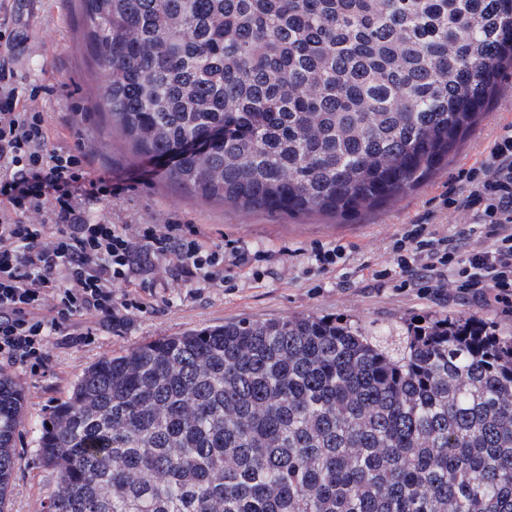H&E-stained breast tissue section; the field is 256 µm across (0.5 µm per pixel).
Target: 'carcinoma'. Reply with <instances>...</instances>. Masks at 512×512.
Wrapping results in <instances>:
<instances>
[{"instance_id": "cac0c4a2", "label": "carcinoma", "mask_w": 512, "mask_h": 512, "mask_svg": "<svg viewBox=\"0 0 512 512\" xmlns=\"http://www.w3.org/2000/svg\"><path fill=\"white\" fill-rule=\"evenodd\" d=\"M78 11L109 131L195 198L293 219L417 188L512 69V0ZM188 141L206 149L178 152ZM24 428L0 374V512ZM37 447L48 512H512V336L448 315L166 336L85 368Z\"/></svg>"}]
</instances>
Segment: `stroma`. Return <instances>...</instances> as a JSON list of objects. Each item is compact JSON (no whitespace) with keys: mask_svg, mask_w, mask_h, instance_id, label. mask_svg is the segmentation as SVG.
Returning a JSON list of instances; mask_svg holds the SVG:
<instances>
[{"mask_svg":"<svg viewBox=\"0 0 512 512\" xmlns=\"http://www.w3.org/2000/svg\"><path fill=\"white\" fill-rule=\"evenodd\" d=\"M7 16L16 36L9 66L22 96H33L34 107L44 112L50 145L85 153L90 177L110 173L120 188L119 194L91 205V217L116 224H192L208 244L235 243L248 248L251 258L249 266L202 287L183 278L166 279L163 268L149 262L141 287L127 290L130 298L144 301L143 309L110 325L95 315L79 319L81 336L50 337L45 366L0 359V370L14 377L25 398L26 430L17 445L22 460L11 512H45L54 478L39 461L38 428L82 370L105 355L190 329L296 314L347 317L366 327L430 314L462 315L512 334V302L482 303L452 284L412 288L399 275L386 280L372 276L389 266L390 244L408 225L423 221L442 236L468 223L466 213L444 208L443 200L512 124V73L504 75L497 97L447 167L428 182L355 220L314 215L298 223L193 200L162 180L159 165L134 157L128 143L104 130L97 107L101 77L89 56L76 0H10ZM335 244L352 248V255L336 268L320 271L309 259L312 250Z\"/></svg>","mask_w":512,"mask_h":512,"instance_id":"stroma-1","label":"stroma"}]
</instances>
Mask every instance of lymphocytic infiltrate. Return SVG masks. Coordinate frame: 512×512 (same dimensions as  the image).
I'll return each instance as SVG.
<instances>
[{
  "label": "lymphocytic infiltrate",
  "instance_id": "lymphocytic-infiltrate-1",
  "mask_svg": "<svg viewBox=\"0 0 512 512\" xmlns=\"http://www.w3.org/2000/svg\"><path fill=\"white\" fill-rule=\"evenodd\" d=\"M112 180L90 178L82 156L50 146L45 116L0 81V357L45 363L50 337L76 317L115 319L136 308L115 290L134 283L148 261L210 282L246 258L212 247L189 224H115L91 218L85 204L111 196ZM453 208L467 211L469 233L485 248L461 252L454 235L415 224L391 245L392 267L435 287L454 283L494 299L512 297V126L466 170Z\"/></svg>",
  "mask_w": 512,
  "mask_h": 512
}]
</instances>
